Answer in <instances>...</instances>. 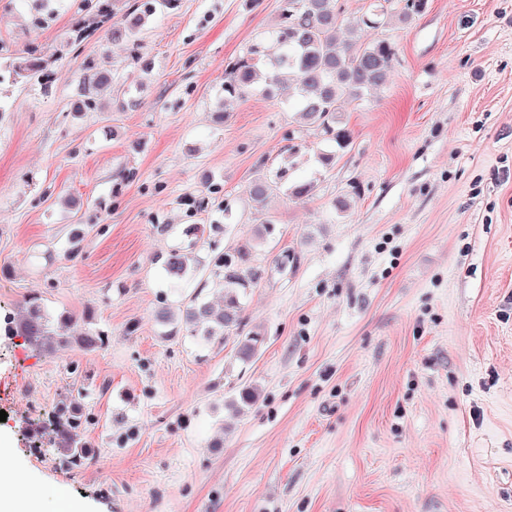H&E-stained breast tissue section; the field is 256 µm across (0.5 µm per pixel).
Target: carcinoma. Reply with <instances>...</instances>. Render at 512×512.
<instances>
[{
  "label": "carcinoma",
  "instance_id": "obj_1",
  "mask_svg": "<svg viewBox=\"0 0 512 512\" xmlns=\"http://www.w3.org/2000/svg\"><path fill=\"white\" fill-rule=\"evenodd\" d=\"M427 0H371L367 10L352 23H344L338 0H281L280 14L271 34L254 44L247 55L229 63L225 70L224 92L243 96L257 89L268 93L288 85L289 97L303 120L341 144L347 140L344 130L337 127V114L345 104L360 99L365 92L384 85L396 58L394 45L386 38L372 37L369 32L387 27L393 17L406 22L420 14ZM172 0H143L125 19L107 30L109 40L139 48V35L147 16L168 8ZM82 99L74 109L83 112L95 105L96 92L112 84V76L86 64ZM15 82L33 77L50 80L55 71L48 60L33 53L12 58L5 67ZM272 192L270 182L259 178L250 186V196L259 205ZM250 249L242 246L233 254L221 253L215 261L222 297L218 310L207 301L194 297L184 311L185 323L191 335L206 343L224 342L230 331L240 330L241 297L247 288L261 279L259 269L248 266ZM164 266L174 278L188 274L191 264L187 254L170 252ZM9 335L20 337L23 345L35 351H49L58 346L78 343L85 348H99L104 338L99 335L71 336L70 318L51 317L39 300L32 296L21 313L7 318ZM263 342L257 332L238 338L237 357L251 361ZM83 416L74 403H63L56 414V429L60 451L72 466L91 463L94 452L78 438L77 430Z\"/></svg>",
  "mask_w": 512,
  "mask_h": 512
}]
</instances>
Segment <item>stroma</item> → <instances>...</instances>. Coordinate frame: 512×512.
Returning <instances> with one entry per match:
<instances>
[{"instance_id":"stroma-1","label":"stroma","mask_w":512,"mask_h":512,"mask_svg":"<svg viewBox=\"0 0 512 512\" xmlns=\"http://www.w3.org/2000/svg\"><path fill=\"white\" fill-rule=\"evenodd\" d=\"M29 4L0 0V48L58 77L0 84V323L35 294L107 342L36 354L0 331L12 461L90 512H512V0H427L387 28L389 79L342 112L343 147L287 93L224 96L280 0H176L136 64L81 0L42 27ZM90 58L112 85L78 112ZM283 167L257 207L251 182ZM249 242L264 343L244 363L236 335L157 312L213 299L214 256ZM174 249L194 258L176 282ZM70 400L83 468L45 426Z\"/></svg>"}]
</instances>
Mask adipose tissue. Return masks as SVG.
Returning <instances> with one entry per match:
<instances>
[{
    "label": "adipose tissue",
    "mask_w": 512,
    "mask_h": 512,
    "mask_svg": "<svg viewBox=\"0 0 512 512\" xmlns=\"http://www.w3.org/2000/svg\"><path fill=\"white\" fill-rule=\"evenodd\" d=\"M47 496L56 501L58 512H86L62 485L33 482L19 465L0 464V512H42L41 503Z\"/></svg>",
    "instance_id": "adipose-tissue-1"
}]
</instances>
